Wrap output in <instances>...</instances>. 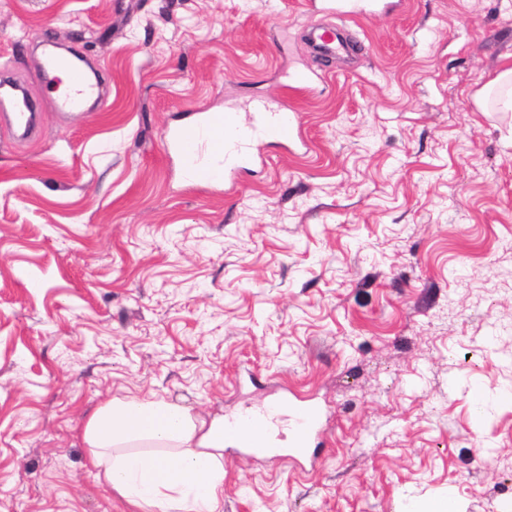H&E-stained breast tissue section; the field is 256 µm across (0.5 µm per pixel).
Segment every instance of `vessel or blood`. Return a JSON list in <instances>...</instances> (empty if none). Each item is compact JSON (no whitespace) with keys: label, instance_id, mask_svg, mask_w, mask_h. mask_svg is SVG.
Returning a JSON list of instances; mask_svg holds the SVG:
<instances>
[{"label":"vessel or blood","instance_id":"vessel-or-blood-1","mask_svg":"<svg viewBox=\"0 0 512 512\" xmlns=\"http://www.w3.org/2000/svg\"><path fill=\"white\" fill-rule=\"evenodd\" d=\"M389 0H327V8L344 20L369 17L386 10ZM66 70L72 90L63 97L61 106L71 112L84 111L89 99L99 98L101 90L86 69L72 58L56 55L47 64L48 72ZM5 102L14 103L12 95ZM11 116L23 136L35 133L38 117L27 104L14 103ZM299 136L295 113L282 105L262 99L251 101L247 111L199 112L175 124L164 133L167 153L178 156L188 180L199 185L224 183L252 164L255 144L285 146ZM316 417L312 410H300L295 432L300 446H308L315 432Z\"/></svg>","mask_w":512,"mask_h":512}]
</instances>
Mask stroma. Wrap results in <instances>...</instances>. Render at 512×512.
Masks as SVG:
<instances>
[{"instance_id": "obj_1", "label": "stroma", "mask_w": 512, "mask_h": 512, "mask_svg": "<svg viewBox=\"0 0 512 512\" xmlns=\"http://www.w3.org/2000/svg\"><path fill=\"white\" fill-rule=\"evenodd\" d=\"M312 0H0V71L42 114L0 122V503L143 512L81 430L111 398L317 413L314 458L224 453L223 512H462L512 502V0H396L305 35ZM107 95L57 111L40 44ZM307 89L288 85L293 69ZM264 98L298 114L234 182H185L166 128ZM489 88H498L497 104L501 112H512V69L500 72L487 84ZM15 112H12L11 121L21 130L22 137H28L36 132L38 117L34 112H30L25 97H22V104L14 103Z\"/></svg>"}]
</instances>
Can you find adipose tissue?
I'll return each mask as SVG.
<instances>
[{"label": "adipose tissue", "instance_id": "adipose-tissue-1", "mask_svg": "<svg viewBox=\"0 0 512 512\" xmlns=\"http://www.w3.org/2000/svg\"><path fill=\"white\" fill-rule=\"evenodd\" d=\"M82 440L112 492L151 512H221L223 451L245 445L223 418L135 398L106 400L86 419Z\"/></svg>", "mask_w": 512, "mask_h": 512}]
</instances>
